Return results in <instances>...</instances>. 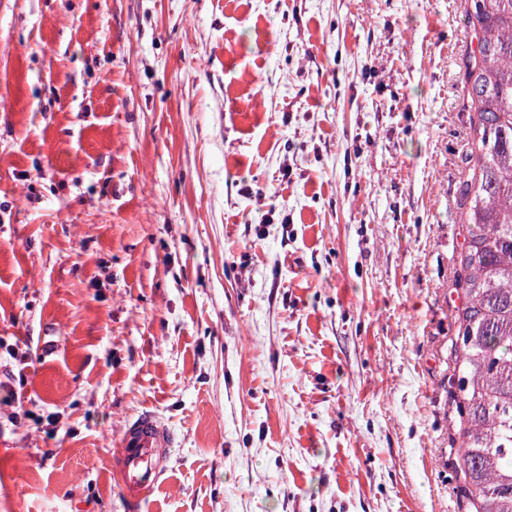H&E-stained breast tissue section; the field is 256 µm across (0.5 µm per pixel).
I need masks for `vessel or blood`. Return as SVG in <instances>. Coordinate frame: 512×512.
<instances>
[{
  "mask_svg": "<svg viewBox=\"0 0 512 512\" xmlns=\"http://www.w3.org/2000/svg\"><path fill=\"white\" fill-rule=\"evenodd\" d=\"M173 435L158 415L145 412L129 421L112 454V470L121 492L135 512L152 500L165 474Z\"/></svg>",
  "mask_w": 512,
  "mask_h": 512,
  "instance_id": "1",
  "label": "vessel or blood"
}]
</instances>
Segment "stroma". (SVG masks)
<instances>
[{"mask_svg": "<svg viewBox=\"0 0 512 512\" xmlns=\"http://www.w3.org/2000/svg\"><path fill=\"white\" fill-rule=\"evenodd\" d=\"M467 0H0V512H470ZM173 444L168 425L151 412L129 421L121 433L112 454V470L131 508L152 500L167 470Z\"/></svg>", "mask_w": 512, "mask_h": 512, "instance_id": "stroma-1", "label": "stroma"}]
</instances>
